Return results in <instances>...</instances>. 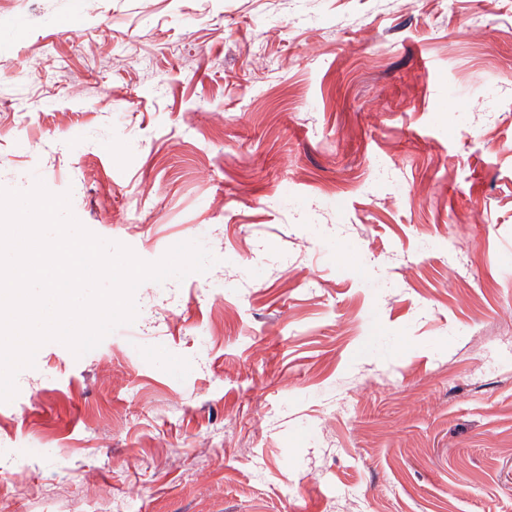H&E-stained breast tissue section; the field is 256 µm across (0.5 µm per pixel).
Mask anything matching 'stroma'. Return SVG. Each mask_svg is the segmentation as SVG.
<instances>
[{"instance_id":"1","label":"stroma","mask_w":512,"mask_h":512,"mask_svg":"<svg viewBox=\"0 0 512 512\" xmlns=\"http://www.w3.org/2000/svg\"><path fill=\"white\" fill-rule=\"evenodd\" d=\"M204 273L0 403V512H512V0H0V188Z\"/></svg>"}]
</instances>
